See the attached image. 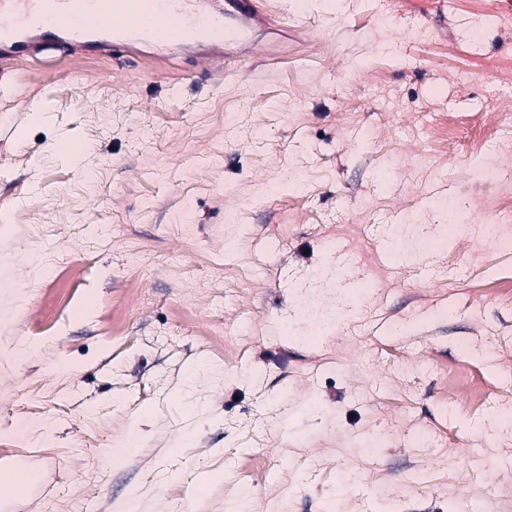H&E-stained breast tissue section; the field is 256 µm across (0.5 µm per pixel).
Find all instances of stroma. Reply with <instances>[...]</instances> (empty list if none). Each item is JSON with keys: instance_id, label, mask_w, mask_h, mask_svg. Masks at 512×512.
Returning <instances> with one entry per match:
<instances>
[{"instance_id": "1", "label": "stroma", "mask_w": 512, "mask_h": 512, "mask_svg": "<svg viewBox=\"0 0 512 512\" xmlns=\"http://www.w3.org/2000/svg\"><path fill=\"white\" fill-rule=\"evenodd\" d=\"M504 2L260 0L290 35L253 33L219 83L175 58L148 73L77 48L31 64L38 84L0 98V310L24 300L0 344L30 348L0 358V448L37 452L29 479L56 491L10 512L132 497L179 512L195 494L202 512H326L335 496L351 512H478L491 494L512 512V432L486 425L512 400V299L484 275L480 234L512 226L485 175L512 171V153L480 136L491 107L512 141ZM60 139L93 151L48 152ZM287 169L300 190L281 187ZM444 195L491 207L463 240L394 248L384 224L434 234ZM355 262L368 297L322 341L298 332L291 314L319 299L295 281ZM464 363L495 385L482 405L444 393ZM22 417L32 430L9 436Z\"/></svg>"}]
</instances>
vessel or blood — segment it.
<instances>
[{"instance_id": "vessel-or-blood-1", "label": "vessel or blood", "mask_w": 512, "mask_h": 512, "mask_svg": "<svg viewBox=\"0 0 512 512\" xmlns=\"http://www.w3.org/2000/svg\"><path fill=\"white\" fill-rule=\"evenodd\" d=\"M263 13L257 0H0V93L19 96L11 71L63 46L103 49L124 61L154 46L225 61ZM24 472L0 485V505L24 498Z\"/></svg>"}]
</instances>
